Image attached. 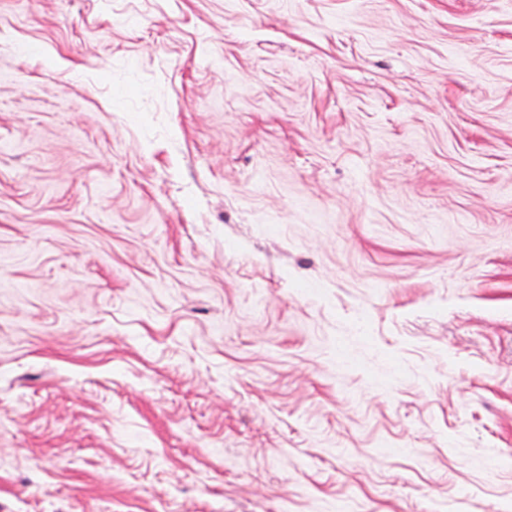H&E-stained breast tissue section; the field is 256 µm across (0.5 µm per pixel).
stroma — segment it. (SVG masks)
<instances>
[{
    "label": "stroma",
    "instance_id": "stroma-1",
    "mask_svg": "<svg viewBox=\"0 0 512 512\" xmlns=\"http://www.w3.org/2000/svg\"><path fill=\"white\" fill-rule=\"evenodd\" d=\"M0 512H512V0H0Z\"/></svg>",
    "mask_w": 512,
    "mask_h": 512
}]
</instances>
